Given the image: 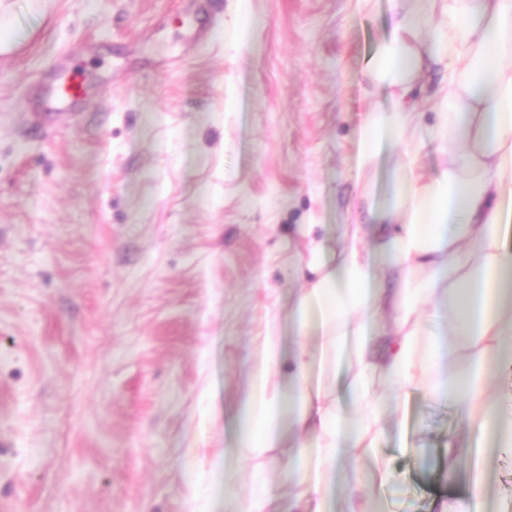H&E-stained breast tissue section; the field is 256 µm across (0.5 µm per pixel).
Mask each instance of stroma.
Masks as SVG:
<instances>
[{
    "instance_id": "obj_1",
    "label": "stroma",
    "mask_w": 512,
    "mask_h": 512,
    "mask_svg": "<svg viewBox=\"0 0 512 512\" xmlns=\"http://www.w3.org/2000/svg\"><path fill=\"white\" fill-rule=\"evenodd\" d=\"M0 57V512H224L284 492L276 453L224 450L255 339L290 342L305 227L340 240L396 153L356 162L388 0H12ZM89 98L27 120L53 60ZM383 439L385 512L464 495L457 421L416 393Z\"/></svg>"
}]
</instances>
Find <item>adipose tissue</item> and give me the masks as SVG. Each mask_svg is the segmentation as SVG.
I'll use <instances>...</instances> for the list:
<instances>
[{"label":"adipose tissue","instance_id":"adipose-tissue-1","mask_svg":"<svg viewBox=\"0 0 512 512\" xmlns=\"http://www.w3.org/2000/svg\"><path fill=\"white\" fill-rule=\"evenodd\" d=\"M390 3L393 33L368 69L389 103L370 108L356 133L359 167L388 147L406 157L391 202L367 208L388 233L368 242L349 225L335 252L310 239L295 268L305 284L288 314L293 343L258 338L234 446L256 458L280 450L289 491L260 483L244 495L228 475L225 512H381L362 472L390 480L387 408L415 392L456 412L449 476L470 461L469 494L439 512H487L486 453L512 448V393L488 388L512 376V0ZM429 60L448 77L422 131L407 97ZM427 142L441 156L429 177L415 158Z\"/></svg>","mask_w":512,"mask_h":512}]
</instances>
